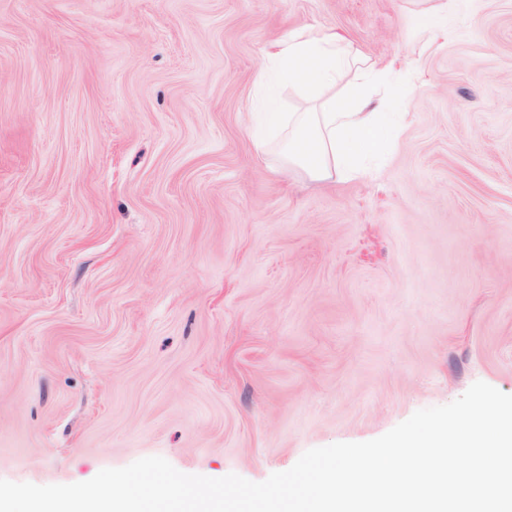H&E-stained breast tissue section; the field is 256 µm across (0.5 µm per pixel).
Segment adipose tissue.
<instances>
[{
	"mask_svg": "<svg viewBox=\"0 0 512 512\" xmlns=\"http://www.w3.org/2000/svg\"><path fill=\"white\" fill-rule=\"evenodd\" d=\"M390 72L335 29L284 32L266 48L255 82L258 151L282 143L278 171L284 175L295 168L319 182L366 175L386 154L403 119L375 97ZM285 86L298 94L302 111H283Z\"/></svg>",
	"mask_w": 512,
	"mask_h": 512,
	"instance_id": "1",
	"label": "adipose tissue"
}]
</instances>
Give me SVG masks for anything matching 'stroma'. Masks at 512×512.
Returning <instances> with one entry per match:
<instances>
[{"label": "stroma", "mask_w": 512, "mask_h": 512, "mask_svg": "<svg viewBox=\"0 0 512 512\" xmlns=\"http://www.w3.org/2000/svg\"><path fill=\"white\" fill-rule=\"evenodd\" d=\"M0 0V479L161 456L261 482L483 381L512 395V0ZM332 27L403 124L260 166L263 50ZM436 5L416 15L411 25L422 35L435 36L442 31L448 23V14L455 10L457 0H437Z\"/></svg>", "instance_id": "35a3bbf8"}]
</instances>
